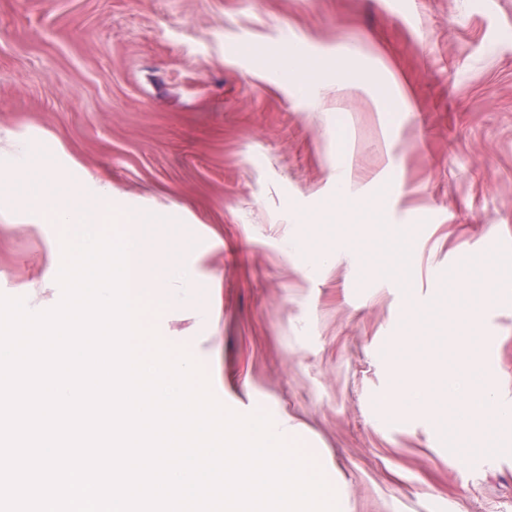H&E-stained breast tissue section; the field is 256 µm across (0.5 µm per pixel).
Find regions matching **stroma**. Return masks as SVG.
Instances as JSON below:
<instances>
[{
  "mask_svg": "<svg viewBox=\"0 0 512 512\" xmlns=\"http://www.w3.org/2000/svg\"><path fill=\"white\" fill-rule=\"evenodd\" d=\"M286 41L345 56L353 77L407 82L409 109L382 111L354 80L336 90L331 71L311 108L275 65ZM11 142L51 145L73 182L178 206L157 230L205 239L192 261L212 293L150 309L151 327L198 355L225 406L294 427L341 512H512V425L496 459L464 465L432 417L379 402L395 381L379 351L407 300L431 310L490 291L482 357L512 401V0H0V147ZM340 173L357 196L392 184L394 266L368 269L334 225L295 224ZM66 232L0 204V294L53 308L50 246ZM300 235L330 258L307 266Z\"/></svg>",
  "mask_w": 512,
  "mask_h": 512,
  "instance_id": "35a3bbf8",
  "label": "stroma"
}]
</instances>
